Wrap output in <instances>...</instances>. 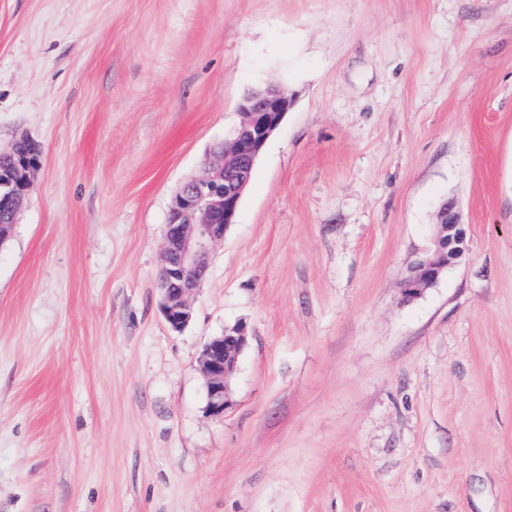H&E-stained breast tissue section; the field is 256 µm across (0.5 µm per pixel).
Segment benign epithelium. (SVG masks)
<instances>
[{
	"label": "benign epithelium",
	"mask_w": 512,
	"mask_h": 512,
	"mask_svg": "<svg viewBox=\"0 0 512 512\" xmlns=\"http://www.w3.org/2000/svg\"><path fill=\"white\" fill-rule=\"evenodd\" d=\"M292 105V98L277 86L247 92L239 105L238 123L210 151L201 173L174 195L164 227L160 272L161 307L172 329L181 330L191 321V298L207 273L212 249L235 223L256 159ZM38 168L39 159L30 153L16 169L0 171V245L10 237ZM466 250L465 225L449 201L432 225L431 247L401 283L403 296L412 299L432 287ZM246 342L245 328L235 326L211 338L199 356L212 416L224 415L231 406L228 380Z\"/></svg>",
	"instance_id": "1"
}]
</instances>
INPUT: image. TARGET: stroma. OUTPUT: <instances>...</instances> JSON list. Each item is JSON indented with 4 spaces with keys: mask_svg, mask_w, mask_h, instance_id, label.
Listing matches in <instances>:
<instances>
[{
    "mask_svg": "<svg viewBox=\"0 0 512 512\" xmlns=\"http://www.w3.org/2000/svg\"><path fill=\"white\" fill-rule=\"evenodd\" d=\"M291 109L180 331L166 214ZM0 512H512V0H0ZM455 201L465 255L400 283ZM243 326L231 407L198 358ZM38 168L39 159L29 153L15 170L0 171V246L10 237L17 213Z\"/></svg>",
    "mask_w": 512,
    "mask_h": 512,
    "instance_id": "obj_1",
    "label": "stroma"
}]
</instances>
